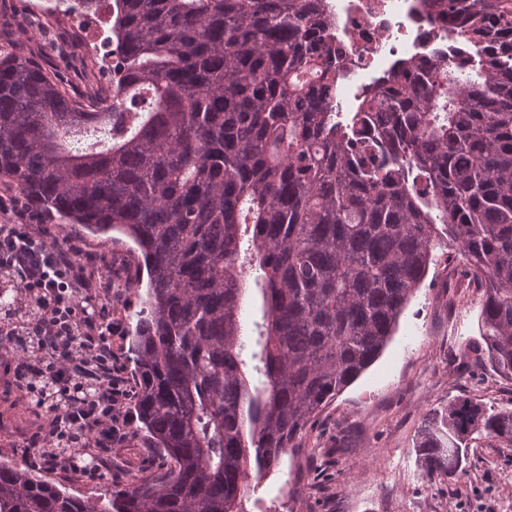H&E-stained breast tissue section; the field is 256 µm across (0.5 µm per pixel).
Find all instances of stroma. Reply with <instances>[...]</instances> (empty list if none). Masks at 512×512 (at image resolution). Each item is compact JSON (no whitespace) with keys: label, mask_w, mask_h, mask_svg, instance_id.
I'll return each instance as SVG.
<instances>
[{"label":"stroma","mask_w":512,"mask_h":512,"mask_svg":"<svg viewBox=\"0 0 512 512\" xmlns=\"http://www.w3.org/2000/svg\"><path fill=\"white\" fill-rule=\"evenodd\" d=\"M25 10L26 0H0V51L24 52L57 73L70 94L83 95L98 64L77 36L72 16L47 21L43 39ZM21 211L51 234L76 237L88 272L109 283L94 303L112 321L114 372L130 383L125 338L138 300L130 279L135 258L127 243H101L0 184V222L16 223ZM434 255L381 357L326 407L299 449L284 455L274 472L250 479L244 512H512V447L491 438L475 440L463 474L433 480L422 476L416 462L413 444L427 411L463 393L490 405L512 403V381L487 368H464V349L478 335L481 291L462 278L458 245L437 248ZM19 360V352L0 348V460L37 467L41 461L31 440L49 435L53 420L35 407L17 376ZM122 430L125 439L107 462L91 471L58 465L49 479L70 494L94 499L109 487L160 473L159 457L135 417H128Z\"/></svg>","instance_id":"35a3bbf8"}]
</instances>
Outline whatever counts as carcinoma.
Masks as SVG:
<instances>
[{"mask_svg": "<svg viewBox=\"0 0 512 512\" xmlns=\"http://www.w3.org/2000/svg\"><path fill=\"white\" fill-rule=\"evenodd\" d=\"M78 2L112 3L107 81L75 97L0 56V182L134 243L132 409L166 469L92 501L1 460L0 512H243L250 471L376 361L448 240L483 288L467 364L512 380V0H446L471 69L402 62L342 119L313 84L336 83L323 0ZM13 291L0 274V315ZM483 435L511 448L512 408L459 395L417 463L455 474ZM257 275L255 271L249 272L247 271V280H246V287L248 290L245 294L244 299V319L246 321V332H249V328L251 326V320L258 319L260 317V301L258 296L255 294V290L252 288H255L254 286V278Z\"/></svg>", "mask_w": 512, "mask_h": 512, "instance_id": "obj_1", "label": "carcinoma"}]
</instances>
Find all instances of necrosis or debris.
<instances>
[{"label":"necrosis or debris","instance_id":"1","mask_svg":"<svg viewBox=\"0 0 512 512\" xmlns=\"http://www.w3.org/2000/svg\"><path fill=\"white\" fill-rule=\"evenodd\" d=\"M431 0H324L329 33L338 54L334 104L355 105L359 97L405 60L424 69L450 63L469 66V52L458 39L457 19L432 21Z\"/></svg>","mask_w":512,"mask_h":512}]
</instances>
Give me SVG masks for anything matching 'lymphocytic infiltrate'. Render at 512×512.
Masks as SVG:
<instances>
[{
    "label": "lymphocytic infiltrate",
    "mask_w": 512,
    "mask_h": 512,
    "mask_svg": "<svg viewBox=\"0 0 512 512\" xmlns=\"http://www.w3.org/2000/svg\"><path fill=\"white\" fill-rule=\"evenodd\" d=\"M75 256V248L51 242L45 231L0 224V273L13 280L19 305L39 307L27 325L38 344L21 347L20 374L46 373L67 388L86 381L99 386L93 401L63 410L53 425L49 437L72 438L64 459L68 465L80 457L86 439L105 450L119 440L127 396L121 380L112 375V349L104 340L112 324L86 307L106 283L88 275Z\"/></svg>",
    "instance_id": "f902f5d3"
}]
</instances>
